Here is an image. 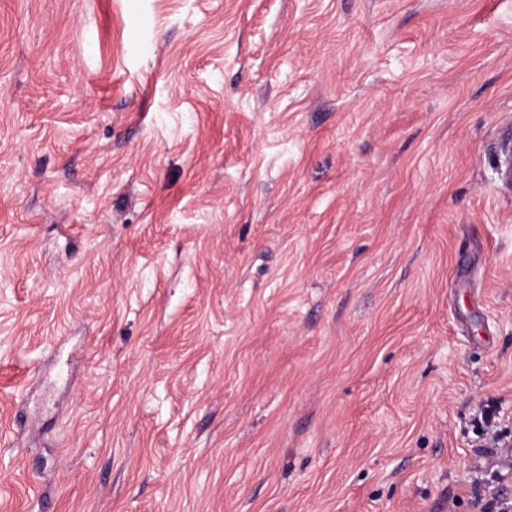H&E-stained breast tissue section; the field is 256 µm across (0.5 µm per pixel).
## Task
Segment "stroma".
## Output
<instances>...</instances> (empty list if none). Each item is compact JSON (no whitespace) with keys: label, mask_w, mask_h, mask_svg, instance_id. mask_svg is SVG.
Returning a JSON list of instances; mask_svg holds the SVG:
<instances>
[{"label":"stroma","mask_w":512,"mask_h":512,"mask_svg":"<svg viewBox=\"0 0 512 512\" xmlns=\"http://www.w3.org/2000/svg\"><path fill=\"white\" fill-rule=\"evenodd\" d=\"M508 142L512 0H0V512L512 502Z\"/></svg>","instance_id":"obj_1"}]
</instances>
